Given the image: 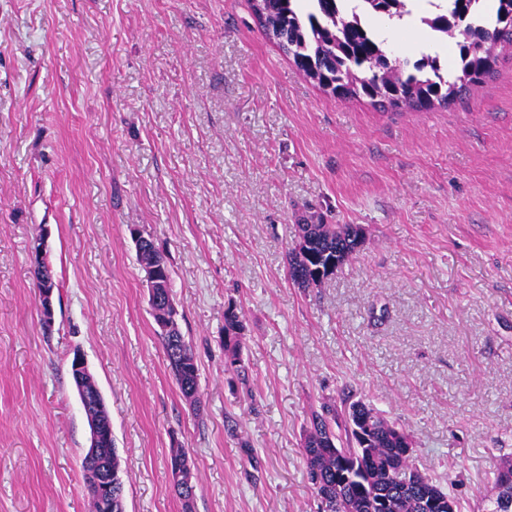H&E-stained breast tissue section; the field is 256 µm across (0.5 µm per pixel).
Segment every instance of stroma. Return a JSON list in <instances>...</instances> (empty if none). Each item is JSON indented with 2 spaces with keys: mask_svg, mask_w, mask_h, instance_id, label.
<instances>
[{
  "mask_svg": "<svg viewBox=\"0 0 512 512\" xmlns=\"http://www.w3.org/2000/svg\"><path fill=\"white\" fill-rule=\"evenodd\" d=\"M363 230L320 286L288 277L307 218ZM164 252L200 407L171 374L129 234ZM59 284L39 315L28 247ZM243 316L245 395L224 367ZM87 362L126 512H322L312 409L361 400L483 512L512 458V51L448 108L383 112L305 78L249 0H0V512H89ZM245 326L235 307L224 311V365L236 371L246 393H251L250 380L242 362V347L245 339Z\"/></svg>",
  "mask_w": 512,
  "mask_h": 512,
  "instance_id": "stroma-1",
  "label": "stroma"
}]
</instances>
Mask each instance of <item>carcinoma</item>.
<instances>
[{
  "label": "carcinoma",
  "mask_w": 512,
  "mask_h": 512,
  "mask_svg": "<svg viewBox=\"0 0 512 512\" xmlns=\"http://www.w3.org/2000/svg\"><path fill=\"white\" fill-rule=\"evenodd\" d=\"M343 0H251L265 36L291 57L297 69L324 92L338 99H367L383 111H430L448 107L472 87L483 84L497 69L501 51L512 49V0H447L445 13L425 20L445 41L454 40L458 55L448 69L440 56L416 61L391 59L384 41L357 12L342 8ZM376 17L400 20L410 0H367ZM462 40H457V37ZM297 240L288 252V273L300 288L317 286L335 271L317 277L334 259L343 266L357 252L352 224H298ZM139 265L163 272L161 290L172 296L165 255L156 248L137 252ZM155 322L170 326L161 341L168 366L186 403L199 398V366L177 319L162 305L151 306ZM245 326L236 308L224 311V365L236 371L246 392L250 380L242 362ZM337 410L325 402L311 416L303 458L312 488L326 502L324 512H456V500L415 460L402 452L408 435L363 401L349 404L344 434L336 433ZM112 455V512H126L124 480L117 448ZM90 512H106L95 475L83 464Z\"/></svg>",
  "instance_id": "1"
}]
</instances>
